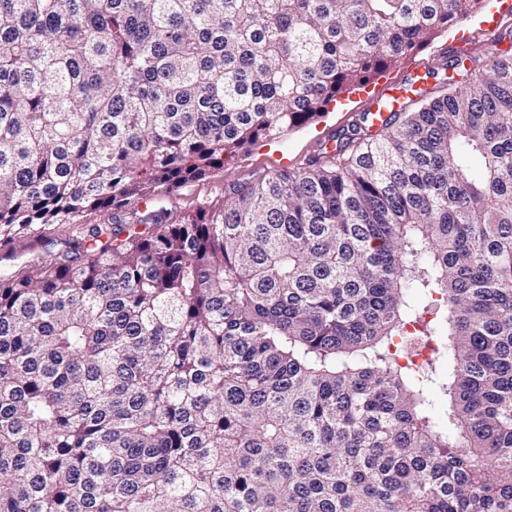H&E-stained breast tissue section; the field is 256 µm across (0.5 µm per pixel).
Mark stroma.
I'll return each mask as SVG.
<instances>
[{
  "label": "stroma",
  "instance_id": "35a3bbf8",
  "mask_svg": "<svg viewBox=\"0 0 512 512\" xmlns=\"http://www.w3.org/2000/svg\"><path fill=\"white\" fill-rule=\"evenodd\" d=\"M501 4L502 0H486L484 9L443 33L428 47L405 59L367 86L342 95L335 104L329 105L323 117L300 129L284 132L277 139L257 144L248 154L226 163L223 169L180 188L175 197L176 204H183L193 198L217 200L223 197L227 184L248 181L257 171L271 174L293 166L312 154L320 141L346 125L354 113L370 107L372 94L390 88L393 83L411 74L425 73L446 48H459L470 40L481 41L487 22H495L501 31L512 28V12L503 11Z\"/></svg>",
  "mask_w": 512,
  "mask_h": 512
}]
</instances>
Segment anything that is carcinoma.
Wrapping results in <instances>:
<instances>
[{
  "label": "carcinoma",
  "instance_id": "carcinoma-1",
  "mask_svg": "<svg viewBox=\"0 0 512 512\" xmlns=\"http://www.w3.org/2000/svg\"><path fill=\"white\" fill-rule=\"evenodd\" d=\"M484 2L0 0V512H512V51L162 205Z\"/></svg>",
  "mask_w": 512,
  "mask_h": 512
}]
</instances>
